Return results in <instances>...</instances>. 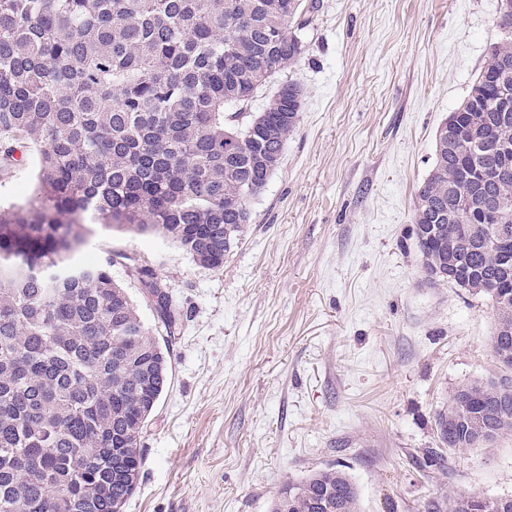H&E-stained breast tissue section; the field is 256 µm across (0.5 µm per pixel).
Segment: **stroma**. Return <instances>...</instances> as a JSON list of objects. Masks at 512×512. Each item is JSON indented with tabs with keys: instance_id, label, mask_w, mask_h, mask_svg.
<instances>
[{
	"instance_id": "obj_1",
	"label": "stroma",
	"mask_w": 512,
	"mask_h": 512,
	"mask_svg": "<svg viewBox=\"0 0 512 512\" xmlns=\"http://www.w3.org/2000/svg\"><path fill=\"white\" fill-rule=\"evenodd\" d=\"M500 35L498 0H315L303 54L251 104L288 81L303 91L223 267L153 234L89 236L85 258L137 254L181 309L125 512H270L331 465L359 512L512 497V435L425 463L453 390L501 371L491 300L430 283L413 233L436 130ZM39 162L31 146L0 177V204L33 191Z\"/></svg>"
}]
</instances>
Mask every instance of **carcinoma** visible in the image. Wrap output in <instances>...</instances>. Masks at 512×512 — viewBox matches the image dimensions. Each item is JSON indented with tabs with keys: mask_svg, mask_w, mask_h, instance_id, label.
Here are the masks:
<instances>
[{
	"mask_svg": "<svg viewBox=\"0 0 512 512\" xmlns=\"http://www.w3.org/2000/svg\"><path fill=\"white\" fill-rule=\"evenodd\" d=\"M307 0H0V155L41 145L33 192L0 207V512H116L141 477L140 440L170 384L179 305L134 253L81 258L82 225L154 233L217 269L279 166L302 90L255 94L295 62ZM476 81L435 133L416 195L429 281L491 297V349L512 370V9ZM488 211L495 222L482 220ZM125 267L155 325L112 276ZM427 455L512 434V379L474 380L436 414ZM272 512H358L330 466L285 485ZM448 512L512 498L448 497Z\"/></svg>",
	"mask_w": 512,
	"mask_h": 512,
	"instance_id": "carcinoma-1",
	"label": "carcinoma"
}]
</instances>
